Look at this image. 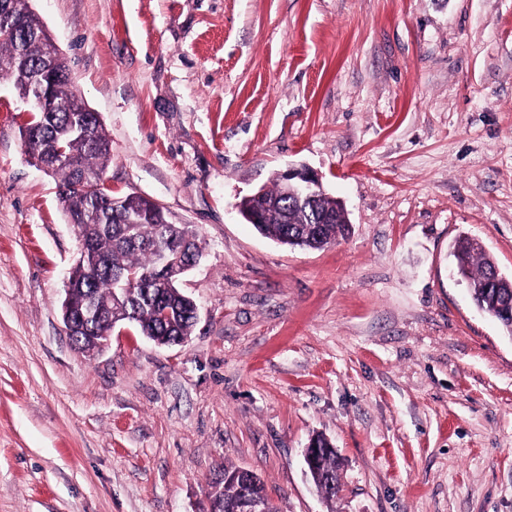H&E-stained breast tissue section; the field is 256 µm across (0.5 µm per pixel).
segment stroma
I'll list each match as a JSON object with an SVG mask.
<instances>
[{"label": "stroma", "instance_id": "stroma-1", "mask_svg": "<svg viewBox=\"0 0 512 512\" xmlns=\"http://www.w3.org/2000/svg\"><path fill=\"white\" fill-rule=\"evenodd\" d=\"M111 143L116 195L198 234L185 345L92 357L78 241L0 82V512H206L224 464L279 512H512V337L452 274L512 275V0H31ZM304 164L351 234L286 247L242 196ZM343 460L326 503L303 451Z\"/></svg>", "mask_w": 512, "mask_h": 512}]
</instances>
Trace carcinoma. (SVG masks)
<instances>
[{"instance_id":"cac0c4a2","label":"carcinoma","mask_w":512,"mask_h":512,"mask_svg":"<svg viewBox=\"0 0 512 512\" xmlns=\"http://www.w3.org/2000/svg\"><path fill=\"white\" fill-rule=\"evenodd\" d=\"M13 11L20 21L16 36L0 37V79L22 84L34 66L42 62L44 43L39 38L44 26L30 9L29 0H12ZM70 79H58L52 95L61 103H69L76 95L69 90ZM89 112H35L30 124L39 131L44 145L66 132L76 121L90 127L86 137L72 136L66 141L67 153L91 175L105 173L111 159V145L98 119L90 120ZM58 194L65 214L86 225L90 235L87 261L76 271L79 296H92L103 314L90 324V335L107 339L112 323L134 327L142 335L163 342L189 336L196 323L194 300L180 288H167L160 282L158 252L166 248L183 261L202 256L196 231L185 224H173L166 210L150 199L134 194L121 196L117 203L112 191L92 185L77 186L68 168L59 167ZM266 202L275 209L268 223L254 228L264 237L289 247L322 249L336 244L350 233L348 224H318L314 216L334 213L339 202L327 194L313 202L298 204L281 194L279 183L266 191ZM288 212V223H278L277 213ZM140 214V223L130 226L125 216ZM456 275L472 285L469 290L474 304L492 316L512 336V276L495 278L498 264L487 252L476 246L472 238L462 235L452 245ZM137 277L134 287L122 297L112 294V279L119 275ZM318 453L312 482L324 492V499H335L341 490L342 460L336 448L323 435L315 437ZM247 496H258L267 502L268 512H278L267 493L264 482L251 470L226 465L209 484L208 499L220 512H235Z\"/></svg>"}]
</instances>
